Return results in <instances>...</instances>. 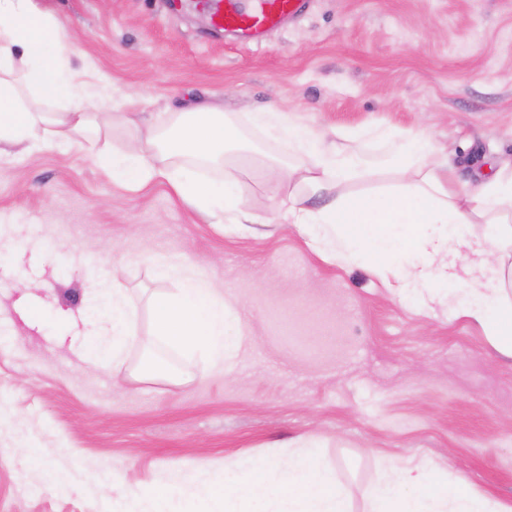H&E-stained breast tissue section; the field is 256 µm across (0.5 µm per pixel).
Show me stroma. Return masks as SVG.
I'll use <instances>...</instances> for the list:
<instances>
[{
    "label": "stroma",
    "mask_w": 512,
    "mask_h": 512,
    "mask_svg": "<svg viewBox=\"0 0 512 512\" xmlns=\"http://www.w3.org/2000/svg\"><path fill=\"white\" fill-rule=\"evenodd\" d=\"M51 11L106 112L162 123L190 97L223 105L263 144L253 112L297 110L368 155L375 127L421 131L468 188L512 159V0H308L258 44L230 41L202 0H36ZM121 121L68 150L0 153V512H141L161 484L209 512L225 458L319 442L363 512L386 461L431 462L480 498L512 504V357L446 301L401 298L362 264L324 261L282 223L270 170L239 173L244 224L217 221L162 178L113 180L96 156L125 149ZM193 267L232 299L252 344L227 370L154 341L149 296ZM139 301L137 342L194 377L116 382L78 359L57 310H85L93 280ZM42 311L29 326L22 297ZM34 455L20 453V446Z\"/></svg>",
    "instance_id": "35a3bbf8"
}]
</instances>
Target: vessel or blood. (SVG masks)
<instances>
[{"label":"vessel or blood","instance_id":"b4317fda","mask_svg":"<svg viewBox=\"0 0 512 512\" xmlns=\"http://www.w3.org/2000/svg\"><path fill=\"white\" fill-rule=\"evenodd\" d=\"M303 6L304 0H259L257 8L247 12L236 0H211L209 8L214 26L241 41L256 42L268 31L280 28Z\"/></svg>","mask_w":512,"mask_h":512}]
</instances>
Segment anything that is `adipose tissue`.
Wrapping results in <instances>:
<instances>
[{
	"mask_svg": "<svg viewBox=\"0 0 512 512\" xmlns=\"http://www.w3.org/2000/svg\"><path fill=\"white\" fill-rule=\"evenodd\" d=\"M66 46L54 17L34 0H0V146L53 144L69 147L86 137L103 110L76 74H64ZM64 100L48 123L36 107ZM250 123L288 156L277 186L284 223L305 232L325 260L367 263L379 277L421 285L447 296L448 283L468 276V300L455 313L472 319L502 353L512 356V160L472 190L454 183L450 166L431 160V139L413 131L373 129L388 143L369 157L328 141L290 110L256 112ZM240 132L222 109L200 102L178 113L161 133L135 139L106 158L115 180L142 185L166 178L185 202L212 213L237 210V170L263 167L260 152L229 155ZM196 160L224 165L220 182L183 178L175 163ZM388 174L399 182L384 195H354L355 181ZM318 194L330 201L310 208ZM452 264H444V255ZM181 286L153 300L154 334L183 351L202 352L212 365H228L250 344L234 304L190 268L174 271ZM104 317L84 324L81 352L100 366L120 368L135 339L136 309L126 289H100ZM318 442L302 436L288 462L258 453L224 462L213 483L216 512H352L335 468L314 453ZM368 512H512V506L473 496L461 482L442 483L432 470L403 466L388 471L374 490Z\"/></svg>",
	"mask_w": 512,
	"mask_h": 512,
	"instance_id": "1",
	"label": "adipose tissue"
}]
</instances>
